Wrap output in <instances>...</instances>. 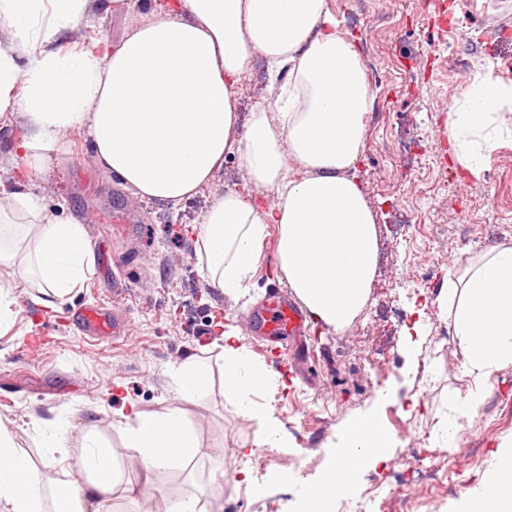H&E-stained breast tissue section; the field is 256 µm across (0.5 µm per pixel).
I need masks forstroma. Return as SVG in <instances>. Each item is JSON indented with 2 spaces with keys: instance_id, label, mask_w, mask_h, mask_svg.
<instances>
[{
  "instance_id": "1",
  "label": "stroma",
  "mask_w": 512,
  "mask_h": 512,
  "mask_svg": "<svg viewBox=\"0 0 512 512\" xmlns=\"http://www.w3.org/2000/svg\"><path fill=\"white\" fill-rule=\"evenodd\" d=\"M341 33L354 38L377 80L371 88L388 113L367 128L356 170L379 229L378 267L362 330L337 333L310 322L307 343L315 353L314 382L278 377L260 395L279 420L288 445L274 449L266 472L251 464L258 423L237 412L224 395V328L242 327L243 312L283 287L277 225H268L247 289L238 295L213 288L197 241L200 220L225 192L258 196L236 155H227L211 182L173 206L143 198L96 162L87 133H66L47 170L30 185L48 212L85 224L93 265L55 305L42 304L35 280L0 266V286L16 299L8 327L0 328V425L12 431L33 462L41 450L33 439L38 419L62 417L71 424L69 444L79 450L92 419L118 455L133 462L111 430L122 409L159 411L177 403L194 423L198 454L193 472L160 476L155 498L173 491L209 496L214 470L225 481L227 512H301L300 490L318 480L350 419L379 415L393 437L384 460L368 467L357 487L379 474L398 481L389 512L401 499L419 501L417 512H460L463 498L481 485L504 440L512 439V367L496 372L476 414L455 424L462 442L481 445L479 459L448 448L439 421L450 397L466 394L473 380L463 372L453 340L436 342L447 325L434 300L449 272L479 251L512 244V136L485 160L480 178L464 175L448 149V113L476 75L512 83V0H446L453 31L440 29L438 4L422 0H328ZM140 11L99 0L93 26L61 32L69 45L107 37L119 42ZM131 213L133 233L119 234L112 213ZM418 215L419 227L401 231L399 212ZM470 224L461 242L458 224ZM428 274L419 290L411 279ZM125 279L122 288L114 279ZM106 309L124 326L116 339L82 332L74 312ZM195 357L210 369L199 389L176 396L179 366ZM431 450L432 464L460 481L452 496L418 486L408 451Z\"/></svg>"
}]
</instances>
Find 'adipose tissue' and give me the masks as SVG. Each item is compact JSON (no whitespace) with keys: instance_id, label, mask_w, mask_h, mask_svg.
<instances>
[{"instance_id":"ef3b65f1","label":"adipose tissue","mask_w":512,"mask_h":512,"mask_svg":"<svg viewBox=\"0 0 512 512\" xmlns=\"http://www.w3.org/2000/svg\"><path fill=\"white\" fill-rule=\"evenodd\" d=\"M97 0H0L8 42L0 46V116L24 122L11 150L13 184L0 185V264L35 278L64 298L89 271L92 242L84 225L46 213L26 183L46 167L62 136L86 130L99 164L137 194L179 204L208 183L236 153L257 188L274 203L227 192L203 216L201 249L213 287H245L268 225L279 227V268L314 321L339 332L367 304L378 251L375 214L355 174L364 151L368 78L355 44L337 29L328 0H167L147 8L120 42L77 47L59 34L90 25ZM264 59L273 97L238 128L233 90ZM512 84L475 79L448 114L450 152L471 177L511 132ZM436 302L446 314L473 379L454 397V414L473 415L494 373L512 366V246L484 250L448 274ZM277 385L254 363L237 329L224 333V390L237 411L259 424V444L288 445L278 421L258 403ZM45 461L34 466L0 427V512H112L119 496L152 487L171 467L192 468L198 449L186 412L133 410L114 430L138 456L139 479L97 430L83 440L81 480L58 470L68 459V424L35 422ZM382 420L365 415L343 431L320 481L303 485V512H335L358 475L389 447ZM461 512H512V448L492 463L481 490Z\"/></svg>"}]
</instances>
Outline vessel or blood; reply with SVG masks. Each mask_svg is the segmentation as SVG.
<instances>
[{
    "label": "vessel or blood",
    "mask_w": 512,
    "mask_h": 512,
    "mask_svg": "<svg viewBox=\"0 0 512 512\" xmlns=\"http://www.w3.org/2000/svg\"><path fill=\"white\" fill-rule=\"evenodd\" d=\"M74 319L89 334L105 336L111 332V321L103 309H84L75 313ZM243 320L249 343L282 363H293L296 349L306 340L307 318L299 304L285 293L270 292L259 305L244 313Z\"/></svg>",
    "instance_id": "vessel-or-blood-1"
}]
</instances>
